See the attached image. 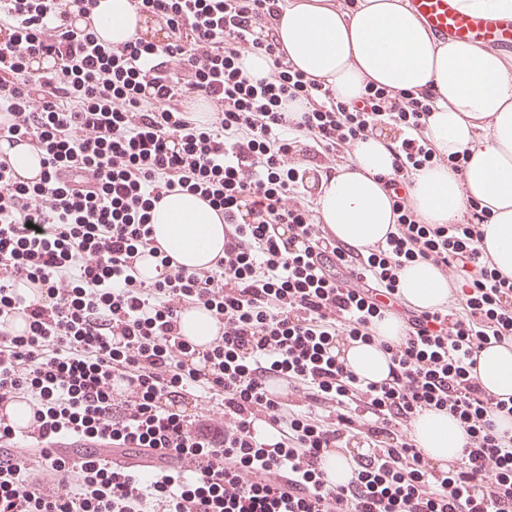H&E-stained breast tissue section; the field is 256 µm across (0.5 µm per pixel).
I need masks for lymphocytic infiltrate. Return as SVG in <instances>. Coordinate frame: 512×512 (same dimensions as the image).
<instances>
[{"label": "lymphocytic infiltrate", "mask_w": 512, "mask_h": 512, "mask_svg": "<svg viewBox=\"0 0 512 512\" xmlns=\"http://www.w3.org/2000/svg\"><path fill=\"white\" fill-rule=\"evenodd\" d=\"M77 2L79 25L66 0H0V140L26 138L41 157L29 185L0 155V402L34 400L42 447L29 472L0 423V512H512V437L496 427L512 399L473 374L483 347L512 342V280L479 248L478 203L474 222L426 224L410 202L412 176L443 161L426 135L432 97L369 83L348 103L308 79L270 28L284 0H131L166 36L117 45L96 32L97 0ZM251 55L268 59L266 77L245 73ZM38 57L53 68H33ZM382 125L397 130L383 183L396 220L385 243L355 250L316 223L311 186ZM171 193L222 217L213 265L160 256L152 209ZM147 254L162 279L141 276ZM419 260L447 277L449 306L401 301L397 272ZM194 305L224 333L190 352L173 331ZM388 316L403 338L378 336ZM357 342L388 355V378L348 369L338 349ZM192 386L221 413L175 405ZM442 410L465 434L445 471L406 433ZM357 437L372 453L352 455ZM60 440L85 442L81 463ZM102 445L154 461L115 465ZM330 456L352 457L348 483L327 480Z\"/></svg>", "instance_id": "1"}]
</instances>
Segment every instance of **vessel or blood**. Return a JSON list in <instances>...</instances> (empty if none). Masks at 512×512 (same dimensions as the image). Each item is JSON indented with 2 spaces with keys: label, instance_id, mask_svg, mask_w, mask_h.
Wrapping results in <instances>:
<instances>
[{
  "label": "vessel or blood",
  "instance_id": "vessel-or-blood-1",
  "mask_svg": "<svg viewBox=\"0 0 512 512\" xmlns=\"http://www.w3.org/2000/svg\"><path fill=\"white\" fill-rule=\"evenodd\" d=\"M412 10L440 39L452 38L484 48L512 47V20L466 14L455 0H409Z\"/></svg>",
  "mask_w": 512,
  "mask_h": 512
}]
</instances>
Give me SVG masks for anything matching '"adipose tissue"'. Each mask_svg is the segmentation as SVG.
<instances>
[{"instance_id":"1","label":"adipose tissue","mask_w":512,"mask_h":512,"mask_svg":"<svg viewBox=\"0 0 512 512\" xmlns=\"http://www.w3.org/2000/svg\"><path fill=\"white\" fill-rule=\"evenodd\" d=\"M94 14L99 37L115 45L150 29L130 0H98ZM274 33L295 69L329 85L344 101L356 100L369 82L433 94L428 133L436 152H462L467 160L459 173L441 163L420 168L412 178L411 203L427 224L462 223L471 200L485 207L488 222L479 247L499 275L512 279V54L439 39L408 0H357L350 11L335 0H289ZM392 164L384 135L357 141L350 163L323 185L319 223L354 248L385 240L394 215L382 177ZM152 224L156 245L182 267H207L224 253V223L196 195L167 196L154 207ZM397 286L420 310L448 301L447 278L426 262L404 264ZM344 358L360 379L381 381L389 374V359L377 346L355 344ZM476 369L487 392L512 397V342L484 347ZM412 436L432 462L462 458L463 432L449 412L416 418Z\"/></svg>"}]
</instances>
